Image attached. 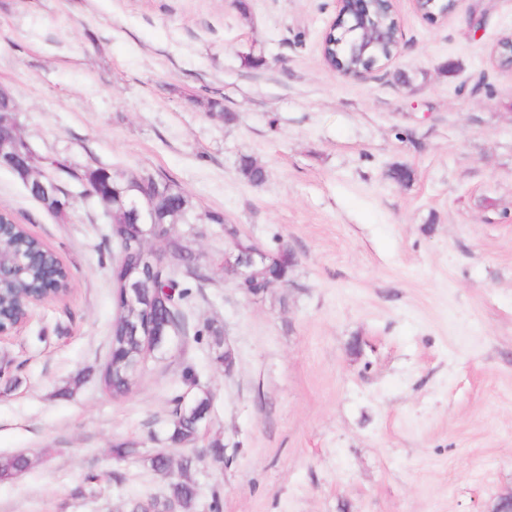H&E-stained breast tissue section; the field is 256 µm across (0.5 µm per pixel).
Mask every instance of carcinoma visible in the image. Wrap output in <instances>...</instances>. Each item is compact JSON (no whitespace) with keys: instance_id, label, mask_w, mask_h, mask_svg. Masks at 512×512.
I'll return each instance as SVG.
<instances>
[{"instance_id":"obj_1","label":"carcinoma","mask_w":512,"mask_h":512,"mask_svg":"<svg viewBox=\"0 0 512 512\" xmlns=\"http://www.w3.org/2000/svg\"><path fill=\"white\" fill-rule=\"evenodd\" d=\"M350 35L344 41L330 31L324 37V51L329 65L341 60L347 65L360 66L363 60L352 51ZM241 177L252 185H260L266 180L265 169L255 160L244 155L239 160ZM40 180H51L57 184V193L45 197L34 180L23 182L28 195L48 214L60 221L70 218L74 206L72 186L78 184H100L106 181L112 185V223L122 224L126 248L119 265L122 276L139 283V322L148 332L138 331L132 335L119 321L112 325L111 350L116 357L105 364L99 374L101 386L114 397L126 395L137 376L139 362L145 352L146 335L159 332L166 336H186L189 329L185 322L184 308L190 303L192 288L201 286L208 280L203 271L196 268L193 253L177 238H168V225L193 224L195 218L191 197L186 195L171 180L153 175H132L121 169L104 166L85 165L76 171L58 163L39 171ZM168 239L172 252L180 256L183 264L177 269L157 271L149 267L140 244L148 238ZM31 254L36 257L32 264L16 268L11 277L0 283V311L18 316L14 300L23 294L33 293L48 286L45 269L56 272L55 287L67 288L68 273L55 252L33 237L22 226H17L14 234L0 238V262L12 264L17 258ZM295 264L294 255L283 248L269 251L264 262L254 265L247 282L248 292L258 294L275 280L288 279V271ZM198 407L194 415H175L170 439L175 444H190L199 431L200 415L212 404V393L197 389ZM30 462L23 455L0 457V479H8L28 468ZM197 496L194 485L181 480L170 484V492L165 502L153 501L144 506L138 504L134 512H161L168 503L176 501L182 512H190Z\"/></svg>"}]
</instances>
